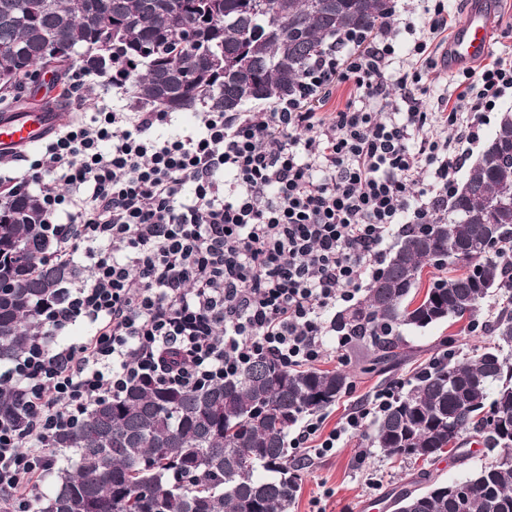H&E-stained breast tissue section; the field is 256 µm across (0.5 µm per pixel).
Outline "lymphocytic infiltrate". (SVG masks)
Here are the masks:
<instances>
[{
	"instance_id": "lymphocytic-infiltrate-1",
	"label": "lymphocytic infiltrate",
	"mask_w": 512,
	"mask_h": 512,
	"mask_svg": "<svg viewBox=\"0 0 512 512\" xmlns=\"http://www.w3.org/2000/svg\"><path fill=\"white\" fill-rule=\"evenodd\" d=\"M423 11L419 28L391 14L338 34L269 111L202 112L178 133H160L166 112L93 106L91 69L71 71L68 98L90 119L0 175L35 189L54 259L88 272L44 310L46 333L0 367L14 393L0 409V512H33L55 434L99 397L201 389L261 356L291 370L322 361L328 315L370 285L393 235L447 210L485 113L512 92L510 49L431 96L423 77L446 0ZM343 83L352 100L326 111ZM79 325L91 330L82 342L46 338ZM394 397L378 390L327 433L311 416L290 445L323 457Z\"/></svg>"
}]
</instances>
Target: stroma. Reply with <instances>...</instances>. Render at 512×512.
<instances>
[{
  "label": "stroma",
  "mask_w": 512,
  "mask_h": 512,
  "mask_svg": "<svg viewBox=\"0 0 512 512\" xmlns=\"http://www.w3.org/2000/svg\"><path fill=\"white\" fill-rule=\"evenodd\" d=\"M470 323L463 320L452 326L401 330L403 358L383 371L371 370V354L360 342L348 346L342 356L325 357L321 368L342 371L350 381L347 391L325 410V430L342 422L358 400L388 385L406 392L416 372L444 353L460 359L481 351L489 337L484 331H471ZM374 428V423H367L364 434L346 438L321 459L305 460L300 449H289L288 464L297 474L300 486L292 512H363L370 501L376 504L374 512H393L392 492L411 486L423 472H433L439 480L451 483L465 479L496 459L481 438L467 434L462 439L464 461L446 457L432 466L414 459L399 461L373 445Z\"/></svg>",
  "instance_id": "stroma-1"
}]
</instances>
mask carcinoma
I'll return each instance as SVG.
<instances>
[{"label":"carcinoma","instance_id":"carcinoma-1","mask_svg":"<svg viewBox=\"0 0 512 512\" xmlns=\"http://www.w3.org/2000/svg\"><path fill=\"white\" fill-rule=\"evenodd\" d=\"M389 0H0V92L28 84L49 66L47 37L62 32L71 59L103 74L120 59L135 67L138 102L165 111L239 112L249 102L291 92L326 41L345 30H372ZM261 36L254 37L255 31ZM456 184L448 210L409 228L357 304L336 315V329L373 351L372 365L399 358L398 331L455 323L483 300L511 292L492 323L493 344L465 361L420 371L377 420L372 443L393 458L430 463L465 434L485 436L498 459L457 483L423 474L422 487L393 495L396 512H512V284L502 257L512 253V115ZM0 362L39 332V308L58 300L77 276L50 258L37 200L0 197ZM496 225L485 249L482 235ZM459 267L425 292L424 266ZM348 385L338 371L288 370L259 357L235 377L197 391L154 385L94 402L54 447L77 464L56 472V490L36 512H290L299 489L288 470L287 438L303 417L330 407ZM266 475H258V471Z\"/></svg>","mask_w":512,"mask_h":512}]
</instances>
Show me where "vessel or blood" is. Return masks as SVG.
I'll list each match as a JSON object with an SVG mask.
<instances>
[{"label":"vessel or blood","mask_w":512,"mask_h":512,"mask_svg":"<svg viewBox=\"0 0 512 512\" xmlns=\"http://www.w3.org/2000/svg\"><path fill=\"white\" fill-rule=\"evenodd\" d=\"M490 25L488 6H470L455 38L441 53L443 63L458 69L481 61L490 48ZM62 123L59 112L0 114V160L14 159L36 147L57 132Z\"/></svg>","instance_id":"1"}]
</instances>
